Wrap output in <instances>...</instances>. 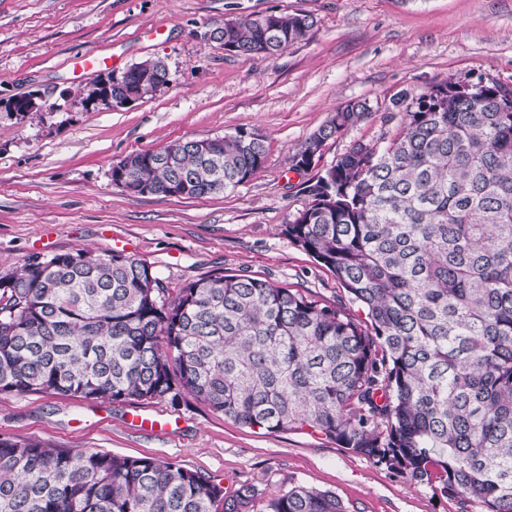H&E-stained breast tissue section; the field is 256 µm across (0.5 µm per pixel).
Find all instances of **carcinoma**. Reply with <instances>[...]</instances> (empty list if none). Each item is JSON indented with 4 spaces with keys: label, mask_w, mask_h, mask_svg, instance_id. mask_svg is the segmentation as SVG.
Returning a JSON list of instances; mask_svg holds the SVG:
<instances>
[{
    "label": "carcinoma",
    "mask_w": 512,
    "mask_h": 512,
    "mask_svg": "<svg viewBox=\"0 0 512 512\" xmlns=\"http://www.w3.org/2000/svg\"><path fill=\"white\" fill-rule=\"evenodd\" d=\"M306 14L245 17L224 30L240 56L308 37ZM132 66L139 98L166 79ZM398 132L356 142L303 191L284 234L333 272L340 304L258 278L219 275L170 295L152 268L85 249L29 256L0 276V395L114 404L189 395L267 432L309 428L429 486L512 512V89L447 78L394 101ZM350 102L294 157L361 121ZM266 145L240 128L127 155L112 169L136 195L233 191L264 168ZM252 485L227 491L176 463L51 448L0 436V512H250ZM268 512H350L335 493L294 486Z\"/></svg>",
    "instance_id": "1"
}]
</instances>
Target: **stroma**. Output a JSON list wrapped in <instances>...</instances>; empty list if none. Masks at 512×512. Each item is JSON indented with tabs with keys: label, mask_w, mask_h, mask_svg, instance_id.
Returning <instances> with one entry per match:
<instances>
[{
	"label": "stroma",
	"mask_w": 512,
	"mask_h": 512,
	"mask_svg": "<svg viewBox=\"0 0 512 512\" xmlns=\"http://www.w3.org/2000/svg\"><path fill=\"white\" fill-rule=\"evenodd\" d=\"M270 13L313 17L309 36L275 56L224 48L230 19ZM81 54L111 58L121 77L161 59L168 81L151 96L104 108L88 102L101 75L73 73ZM455 77L512 85V0H0V274L32 254L86 247L149 264L169 290L214 275H244L323 303L358 304L283 229L316 178L357 141L399 126V93ZM36 94L39 111L10 112ZM370 109L328 140L306 171L303 142L351 101ZM244 128L266 137L260 174L203 197L132 195L112 182L127 155ZM162 428L132 426L133 413ZM0 435L55 448L173 461L235 489L255 486L250 512L294 486L336 493L350 512H460L457 500L301 430L249 429L188 397L180 407H138L31 393L0 396Z\"/></svg>",
	"instance_id": "1"
}]
</instances>
